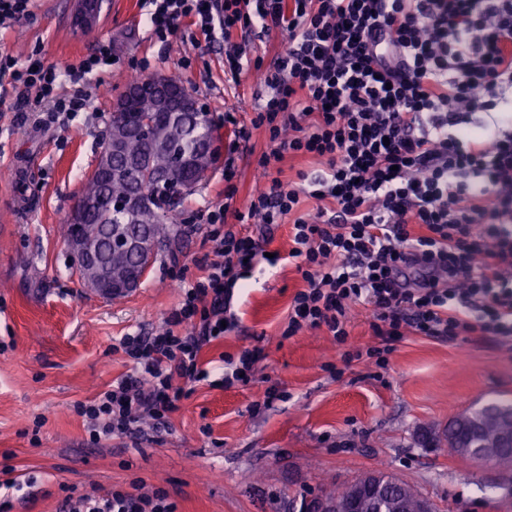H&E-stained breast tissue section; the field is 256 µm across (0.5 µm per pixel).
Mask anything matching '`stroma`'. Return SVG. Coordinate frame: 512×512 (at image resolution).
Instances as JSON below:
<instances>
[{"label": "stroma", "mask_w": 512, "mask_h": 512, "mask_svg": "<svg viewBox=\"0 0 512 512\" xmlns=\"http://www.w3.org/2000/svg\"><path fill=\"white\" fill-rule=\"evenodd\" d=\"M77 0H35L32 19L0 31L17 58L40 53L45 61L79 62L102 40L112 43L110 68L93 76V113L48 130L26 123L0 130V457L36 482L13 512H60L61 484L106 491L135 479L167 488L179 512H299L300 502L385 469L433 501L440 512H512V493L499 474L421 446L417 434L443 432L468 406L512 400V349L485 336L444 340L406 335L393 340L387 368L345 360L346 352L373 344L362 312L337 345L326 330L289 339L281 331L303 282L286 255L289 224L261 238L279 253L278 266L259 262L234 298L239 327L201 352L215 386H197L171 416L172 429L133 445L109 439L91 445L74 407L127 374L129 363L112 349L129 333L161 330L180 299V279L202 275L211 251L205 240L207 206L242 209L253 190L272 177L296 180L316 170L308 156H284L263 168V130L239 142L224 121L225 105L248 123L260 90L251 75L238 87L224 82V44L204 35H179L169 47L150 42L139 0H104L92 28L73 26ZM192 59L189 68L179 60ZM128 73L166 74L208 105L225 148L235 149L236 176L225 182L216 167L178 209L174 250L162 251L140 287L110 300L89 291L75 273L59 228L69 216L112 121ZM183 278H176V271ZM260 339L264 359L254 381L218 386L224 356L238 355L248 337ZM342 368L333 378L328 365ZM283 396L265 403L270 385Z\"/></svg>", "instance_id": "obj_1"}]
</instances>
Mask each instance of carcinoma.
Here are the masks:
<instances>
[{
  "mask_svg": "<svg viewBox=\"0 0 512 512\" xmlns=\"http://www.w3.org/2000/svg\"><path fill=\"white\" fill-rule=\"evenodd\" d=\"M138 119L145 123L143 133L130 127L123 113H112V125L103 140L95 169L82 187V196L98 203L80 224L65 221L64 239L79 235L91 249L104 252L112 281L120 283L139 271L148 259L128 253L116 245L131 238L159 250L176 237V198L182 196L177 173L185 165L197 172L203 182L220 157V136L213 121L202 112H186L175 126L157 112L152 97L134 101ZM487 409H497L511 419L487 418L482 421L483 442L494 446L488 465L503 478L512 479V446H500L503 435L512 432V401H490ZM377 512H395L399 500L410 503L421 496L418 490L388 471H378Z\"/></svg>",
  "mask_w": 512,
  "mask_h": 512,
  "instance_id": "obj_1",
  "label": "carcinoma"
}]
</instances>
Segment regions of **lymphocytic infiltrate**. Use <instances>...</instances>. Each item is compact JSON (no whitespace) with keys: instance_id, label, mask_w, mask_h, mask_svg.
<instances>
[{"instance_id":"1","label":"lymphocytic infiltrate","mask_w":512,"mask_h":512,"mask_svg":"<svg viewBox=\"0 0 512 512\" xmlns=\"http://www.w3.org/2000/svg\"><path fill=\"white\" fill-rule=\"evenodd\" d=\"M150 37L168 43L183 25L226 40L224 80L260 77L249 124L224 120L249 141L268 135L266 167L284 155L318 160L297 181L272 178L246 210L206 213L211 256L204 274L159 333L114 344L131 364L94 399L77 403L91 442H138L197 384L208 381L203 347L238 326L231 303L265 256L245 224L263 231L291 219L293 261L303 286L281 335L326 329L345 343L350 313L363 309L381 342L364 355L386 368L388 340L491 336L512 344V100L486 93L512 86V0H141ZM279 35L271 61L254 41ZM103 40L78 63L21 61L0 48V82L18 89L17 120L60 127L88 113L89 77L104 70ZM312 207L301 210L302 201ZM234 224H227V217ZM266 257V256H265ZM62 512H178L169 491L141 481L107 492L64 486Z\"/></svg>"}]
</instances>
